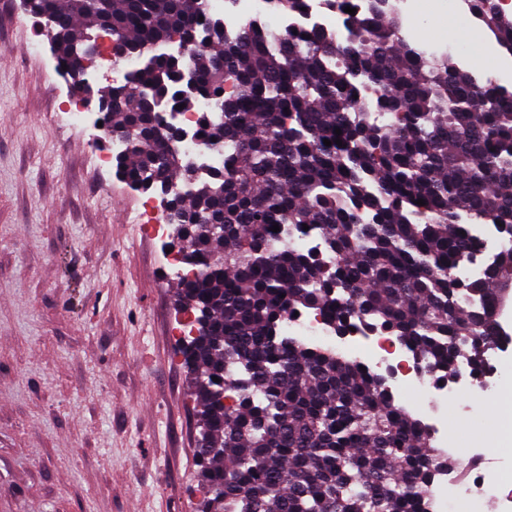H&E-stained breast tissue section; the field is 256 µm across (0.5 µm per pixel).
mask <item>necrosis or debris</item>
I'll use <instances>...</instances> for the list:
<instances>
[{
	"instance_id": "1",
	"label": "necrosis or debris",
	"mask_w": 512,
	"mask_h": 512,
	"mask_svg": "<svg viewBox=\"0 0 512 512\" xmlns=\"http://www.w3.org/2000/svg\"><path fill=\"white\" fill-rule=\"evenodd\" d=\"M209 10L211 14L223 17L228 31H235L248 21L267 20L271 23L272 34L277 36L291 30L311 28L333 31L340 28L343 17L342 12L331 8L329 0H305L304 9L278 14L273 11L272 0H211ZM66 112L79 122L93 120L92 146L99 165H108L120 154L122 146L113 137L109 125L104 124V114L95 101L70 96ZM203 112L211 113L216 120L222 117L220 110L203 100L192 109L176 111L175 119L182 128L183 136L175 148L183 161L193 164L199 173L206 174L223 165L224 149L203 145L197 139L195 128ZM285 331L308 342L331 345L340 354L355 358L369 369L389 371L394 392H402L408 386L415 387L425 405L432 410L447 401L449 396L473 389L493 395L500 377L499 366L507 351L504 341L512 337L511 331L501 330L499 342L485 354L481 373H474L467 359H459L452 383L442 386L423 373L420 362L404 342L380 330L368 329L364 323H357L354 332L337 338L321 315L303 311L287 321ZM470 454L468 479L459 480L447 470L438 472L434 482L421 495L423 512H477L489 498L498 503L501 512H512V486L500 483L490 466L479 465L478 449H471Z\"/></svg>"
}]
</instances>
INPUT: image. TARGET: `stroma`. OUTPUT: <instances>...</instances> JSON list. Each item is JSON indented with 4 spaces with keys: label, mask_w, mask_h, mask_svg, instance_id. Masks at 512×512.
<instances>
[{
    "label": "stroma",
    "mask_w": 512,
    "mask_h": 512,
    "mask_svg": "<svg viewBox=\"0 0 512 512\" xmlns=\"http://www.w3.org/2000/svg\"><path fill=\"white\" fill-rule=\"evenodd\" d=\"M38 19L0 0V512H196L168 242L99 167ZM459 447L495 402L449 398Z\"/></svg>",
    "instance_id": "stroma-1"
}]
</instances>
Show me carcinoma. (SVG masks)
<instances>
[{"label": "carcinoma", "instance_id": "cac0c4a2", "mask_svg": "<svg viewBox=\"0 0 512 512\" xmlns=\"http://www.w3.org/2000/svg\"><path fill=\"white\" fill-rule=\"evenodd\" d=\"M473 2L512 49V18ZM26 11L59 18L50 42L67 65L105 19L140 54L206 34L192 58L156 57L97 91L112 131H133L118 175L144 193L187 186L171 248L191 258L178 300L206 320L180 348L199 406L200 512H422L421 490L448 465L426 427L394 404L382 374L284 325L316 309L343 336L368 315L433 381L452 379L461 354L482 369L498 339L492 304L512 276V94L419 55L382 0L346 17L344 44L299 31L276 48L263 24L234 42L223 20L200 21L203 0H26ZM198 98L224 120L204 112L196 133L228 147L206 177L167 148L164 109ZM464 217L507 242L481 277L456 273L475 251ZM275 224L309 226L336 262L281 242Z\"/></svg>", "mask_w": 512, "mask_h": 512}]
</instances>
